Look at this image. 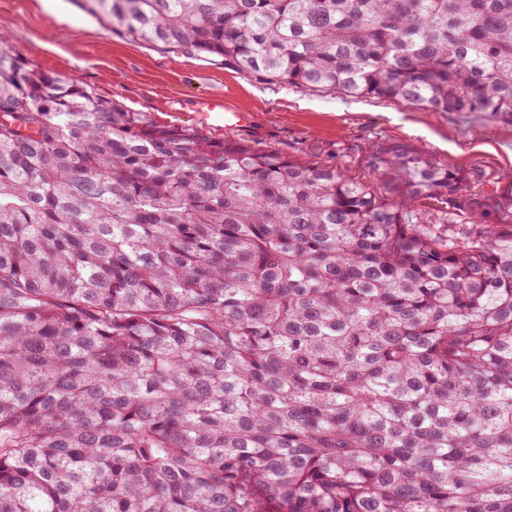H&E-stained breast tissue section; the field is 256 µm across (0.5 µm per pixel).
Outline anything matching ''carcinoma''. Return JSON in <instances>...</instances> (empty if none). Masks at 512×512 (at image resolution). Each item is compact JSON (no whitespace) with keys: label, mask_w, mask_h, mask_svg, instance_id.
Instances as JSON below:
<instances>
[{"label":"carcinoma","mask_w":512,"mask_h":512,"mask_svg":"<svg viewBox=\"0 0 512 512\" xmlns=\"http://www.w3.org/2000/svg\"><path fill=\"white\" fill-rule=\"evenodd\" d=\"M261 82L512 121V0H78ZM162 125L0 34V512H512V185Z\"/></svg>","instance_id":"1"}]
</instances>
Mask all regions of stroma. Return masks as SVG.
I'll return each instance as SVG.
<instances>
[{"label": "stroma", "mask_w": 512, "mask_h": 512, "mask_svg": "<svg viewBox=\"0 0 512 512\" xmlns=\"http://www.w3.org/2000/svg\"><path fill=\"white\" fill-rule=\"evenodd\" d=\"M0 33L42 70L163 124L196 123L195 113L177 111V104L221 99L226 109L252 115L236 138L336 166L372 180L380 192L385 186L372 179L364 158L393 143L417 146L442 165L481 168L500 185L512 184V123L262 83L217 60L127 43L73 0H0Z\"/></svg>", "instance_id": "stroma-1"}]
</instances>
